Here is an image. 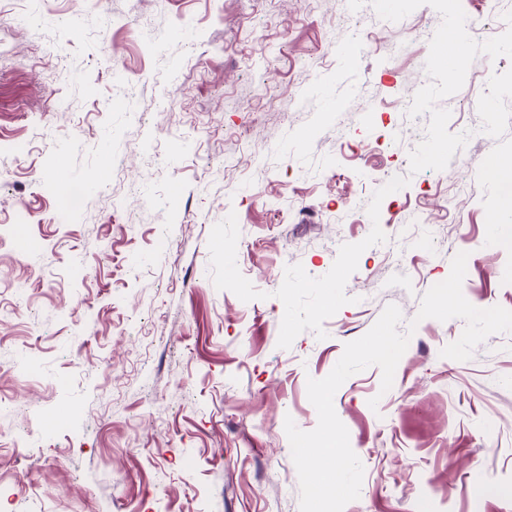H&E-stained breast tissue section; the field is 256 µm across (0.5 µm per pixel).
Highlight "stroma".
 <instances>
[{"label":"stroma","mask_w":512,"mask_h":512,"mask_svg":"<svg viewBox=\"0 0 512 512\" xmlns=\"http://www.w3.org/2000/svg\"><path fill=\"white\" fill-rule=\"evenodd\" d=\"M461 5L489 22L474 39L506 30L512 0ZM440 23L428 5L388 22L348 0L0 6V512H299L284 423L316 427L308 378L390 304L412 333L392 388L372 366L334 396L364 466L344 512H512V334L455 361L440 351L464 320L416 318L461 251L465 298L512 310V227L488 237L512 194L481 175L512 155L511 59L475 58L437 103L470 139L445 170L409 171L430 120L407 114L429 81L414 33ZM405 175L351 304L325 339L278 348L285 267L328 273L369 234L373 192ZM232 212L265 299L212 282L208 238Z\"/></svg>","instance_id":"obj_1"}]
</instances>
